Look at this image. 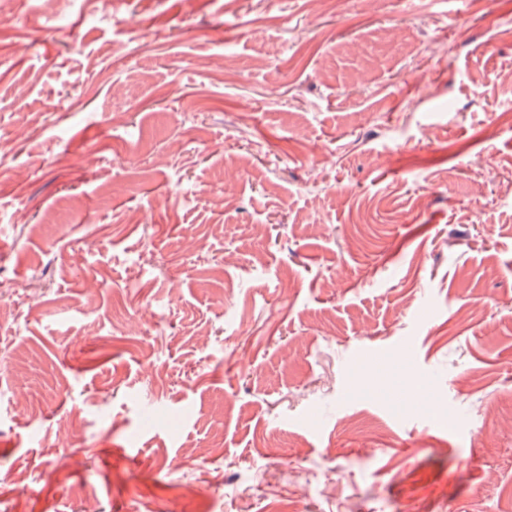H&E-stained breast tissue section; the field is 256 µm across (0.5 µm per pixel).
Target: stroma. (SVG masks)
<instances>
[{
    "label": "stroma",
    "mask_w": 512,
    "mask_h": 512,
    "mask_svg": "<svg viewBox=\"0 0 512 512\" xmlns=\"http://www.w3.org/2000/svg\"><path fill=\"white\" fill-rule=\"evenodd\" d=\"M509 111L512 0H0V512H512Z\"/></svg>",
    "instance_id": "obj_1"
}]
</instances>
